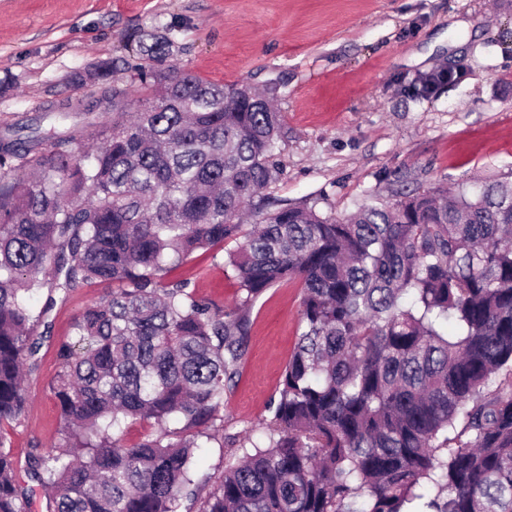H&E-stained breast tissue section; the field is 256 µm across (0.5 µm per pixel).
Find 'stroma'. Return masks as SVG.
<instances>
[{
    "label": "stroma",
    "instance_id": "stroma-1",
    "mask_svg": "<svg viewBox=\"0 0 512 512\" xmlns=\"http://www.w3.org/2000/svg\"><path fill=\"white\" fill-rule=\"evenodd\" d=\"M166 33L170 64L220 85L277 83L280 173L261 194L342 215L369 195L512 181V0H0V127L87 99L77 76L114 61L130 100L144 94L128 42ZM232 310L228 253L194 254L173 273ZM300 284L254 304L247 353L224 403V433L260 438L299 333ZM104 294L81 288L50 312L24 416L7 427L19 462L59 447L50 391L55 347Z\"/></svg>",
    "mask_w": 512,
    "mask_h": 512
}]
</instances>
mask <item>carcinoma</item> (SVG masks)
Returning a JSON list of instances; mask_svg holds the SVG:
<instances>
[{"label":"carcinoma","instance_id":"1","mask_svg":"<svg viewBox=\"0 0 512 512\" xmlns=\"http://www.w3.org/2000/svg\"><path fill=\"white\" fill-rule=\"evenodd\" d=\"M171 47L128 64L147 91L134 112L103 63L108 111L68 101L0 130V427L24 412L53 293L107 289L56 349L62 448L26 468L48 512H512V183L265 211L277 86L205 82ZM228 241L233 310L167 280ZM291 280L301 332L264 439L230 440L207 491L193 461L224 430L251 309ZM141 421L154 430L122 443ZM7 444L0 430V512H29Z\"/></svg>","mask_w":512,"mask_h":512}]
</instances>
